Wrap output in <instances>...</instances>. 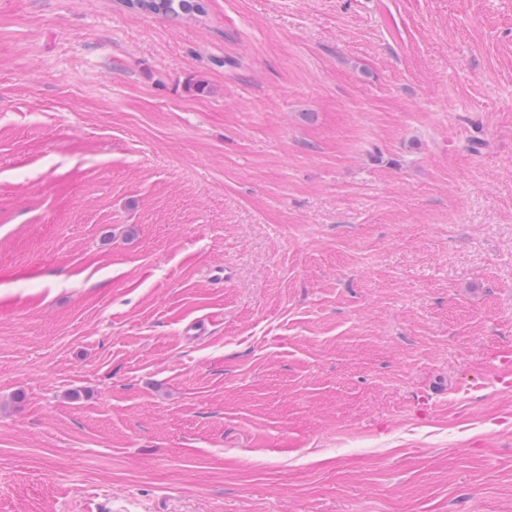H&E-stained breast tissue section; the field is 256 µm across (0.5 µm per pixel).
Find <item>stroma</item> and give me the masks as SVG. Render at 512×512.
<instances>
[{
	"label": "stroma",
	"mask_w": 512,
	"mask_h": 512,
	"mask_svg": "<svg viewBox=\"0 0 512 512\" xmlns=\"http://www.w3.org/2000/svg\"><path fill=\"white\" fill-rule=\"evenodd\" d=\"M0 0V512H512V0ZM150 1L153 4L148 5L151 9L150 14L165 17V18H179L182 16L190 15L196 11H201L203 6L198 3L199 0H139Z\"/></svg>",
	"instance_id": "obj_1"
}]
</instances>
